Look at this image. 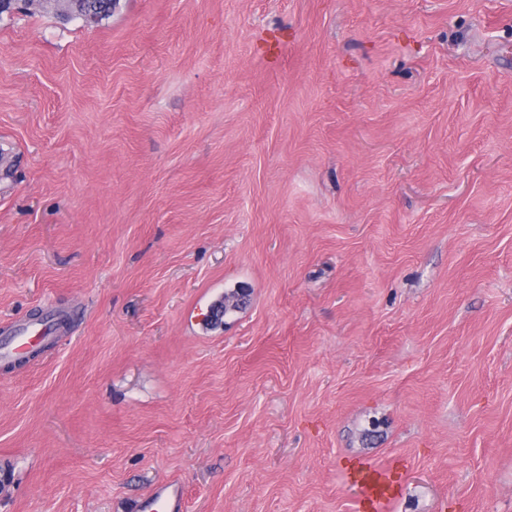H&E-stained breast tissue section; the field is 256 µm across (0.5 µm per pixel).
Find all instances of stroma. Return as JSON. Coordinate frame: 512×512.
<instances>
[{
	"label": "stroma",
	"instance_id": "obj_1",
	"mask_svg": "<svg viewBox=\"0 0 512 512\" xmlns=\"http://www.w3.org/2000/svg\"><path fill=\"white\" fill-rule=\"evenodd\" d=\"M245 295L209 324L210 307ZM0 512H512V0L0 14ZM41 325V324H37ZM37 325L11 323L2 327V334L10 336L8 342L0 347L1 353L5 357H10L14 361L24 359L28 351L32 349L35 340H42L40 335L42 329L37 330ZM143 512H180L182 509L181 488L174 483L156 486L141 504Z\"/></svg>",
	"mask_w": 512,
	"mask_h": 512
}]
</instances>
